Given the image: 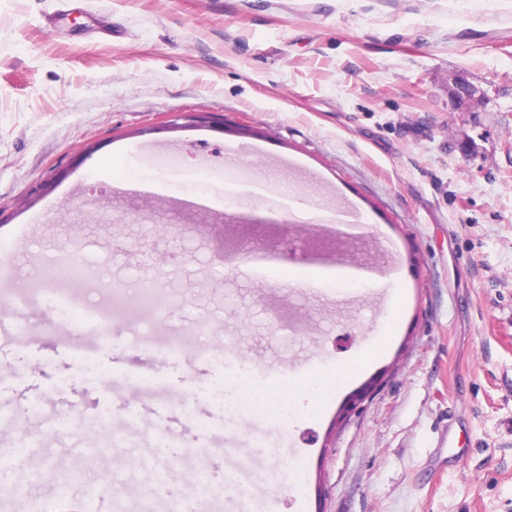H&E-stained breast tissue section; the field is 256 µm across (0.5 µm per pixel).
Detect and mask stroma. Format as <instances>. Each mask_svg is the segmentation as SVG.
<instances>
[{
    "label": "stroma",
    "mask_w": 512,
    "mask_h": 512,
    "mask_svg": "<svg viewBox=\"0 0 512 512\" xmlns=\"http://www.w3.org/2000/svg\"><path fill=\"white\" fill-rule=\"evenodd\" d=\"M340 215L354 240L327 239ZM320 242L399 279L295 286ZM260 245L278 277L245 272ZM1 251L0 512H88L104 484L99 512H171L237 467L199 512H512V0H0ZM46 254L106 329L46 303ZM219 355L353 372L239 418Z\"/></svg>",
    "instance_id": "obj_1"
}]
</instances>
